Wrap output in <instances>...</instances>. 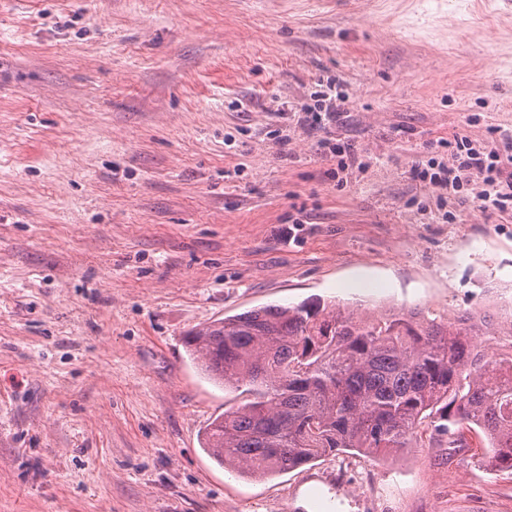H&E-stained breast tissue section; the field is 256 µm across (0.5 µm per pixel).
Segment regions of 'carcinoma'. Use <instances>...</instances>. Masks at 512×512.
<instances>
[{"mask_svg": "<svg viewBox=\"0 0 512 512\" xmlns=\"http://www.w3.org/2000/svg\"><path fill=\"white\" fill-rule=\"evenodd\" d=\"M477 336H512V321H443L418 308L373 316L319 301L215 320L185 336L186 348L248 399L207 425L204 447L263 478L346 451L396 454L427 421L475 466L512 472V346L491 359Z\"/></svg>", "mask_w": 512, "mask_h": 512, "instance_id": "obj_1", "label": "carcinoma"}]
</instances>
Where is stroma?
<instances>
[{"mask_svg": "<svg viewBox=\"0 0 512 512\" xmlns=\"http://www.w3.org/2000/svg\"><path fill=\"white\" fill-rule=\"evenodd\" d=\"M327 77L322 129L295 106ZM464 137L512 142V0H0V512H512L427 424L224 468L203 434L244 395L184 347L312 300L498 313L512 203L414 175ZM322 89L311 94V97L316 98L315 101L318 103V107H312L309 104L302 105L297 111L299 112H325V116L328 118L336 117L335 112L341 111V104L345 102V98L342 96H333L332 92L335 89L336 83L333 80H327L326 85L319 83ZM337 100L340 102L337 104ZM319 144V147L323 149L324 153H329L330 155L334 157L336 156V158H338L337 172L338 170H348L350 167H353L355 163H357V157L349 145L345 147L336 145L335 143L332 144L331 140L328 138H323L320 140Z\"/></svg>", "mask_w": 512, "mask_h": 512, "instance_id": "35a3bbf8", "label": "stroma"}]
</instances>
